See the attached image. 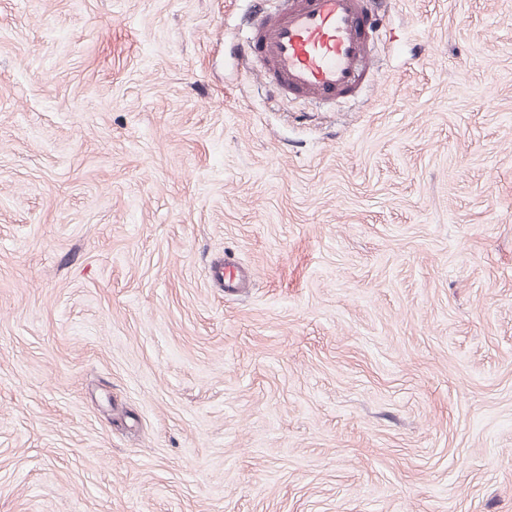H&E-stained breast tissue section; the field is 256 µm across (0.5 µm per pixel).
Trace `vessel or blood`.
Returning <instances> with one entry per match:
<instances>
[{"instance_id": "vessel-or-blood-1", "label": "vessel or blood", "mask_w": 512, "mask_h": 512, "mask_svg": "<svg viewBox=\"0 0 512 512\" xmlns=\"http://www.w3.org/2000/svg\"><path fill=\"white\" fill-rule=\"evenodd\" d=\"M378 0H252L247 49L278 92L323 103L357 96L371 80L368 17ZM225 290L245 286L246 272L225 262Z\"/></svg>"}]
</instances>
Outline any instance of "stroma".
Listing matches in <instances>:
<instances>
[{
  "label": "stroma",
  "mask_w": 512,
  "mask_h": 512,
  "mask_svg": "<svg viewBox=\"0 0 512 512\" xmlns=\"http://www.w3.org/2000/svg\"><path fill=\"white\" fill-rule=\"evenodd\" d=\"M247 8L0 0V512H512V0L330 106ZM218 280L223 282L224 290L235 291L243 288L247 281L246 272L232 262L224 261V266L218 271Z\"/></svg>",
  "instance_id": "35a3bbf8"
}]
</instances>
